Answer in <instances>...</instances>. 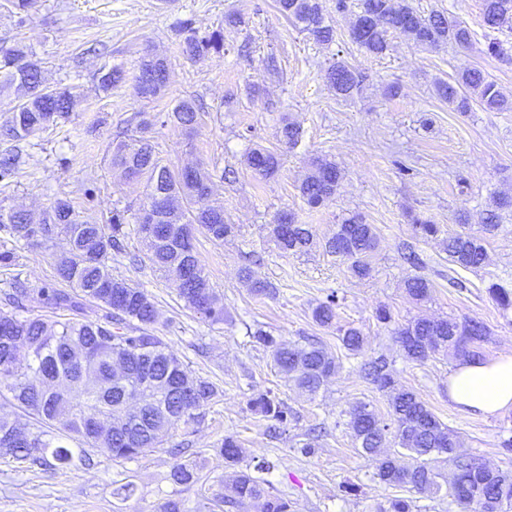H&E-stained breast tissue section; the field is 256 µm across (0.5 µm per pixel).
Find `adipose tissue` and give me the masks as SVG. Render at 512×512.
Here are the masks:
<instances>
[{
    "label": "adipose tissue",
    "instance_id": "obj_1",
    "mask_svg": "<svg viewBox=\"0 0 512 512\" xmlns=\"http://www.w3.org/2000/svg\"><path fill=\"white\" fill-rule=\"evenodd\" d=\"M448 398L461 411L483 416L512 413V355L493 361H458L448 376Z\"/></svg>",
    "mask_w": 512,
    "mask_h": 512
}]
</instances>
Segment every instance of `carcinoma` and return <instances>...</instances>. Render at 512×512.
Returning <instances> with one entry per match:
<instances>
[{
    "label": "carcinoma",
    "instance_id": "carcinoma-1",
    "mask_svg": "<svg viewBox=\"0 0 512 512\" xmlns=\"http://www.w3.org/2000/svg\"><path fill=\"white\" fill-rule=\"evenodd\" d=\"M279 10L303 24V30L320 45L335 41L334 29L325 23L319 0H277ZM350 32L353 40L374 55L388 48L387 25L406 34L414 44L437 48L444 43L467 49L471 46L469 29L448 20L441 13L422 14L410 0H360ZM483 25L493 32H512V0H482ZM183 54L197 61L211 52L224 50V32L213 31L200 37L194 22L183 23ZM127 78L126 71L115 66L100 77L108 90ZM326 79L336 94L344 98L360 89L359 73L343 61L331 64ZM135 82L143 98L163 94L168 82V64L163 58L145 54L138 61ZM11 90L16 96L0 136L23 140L70 117L74 96L67 87L51 88L42 79L39 62L23 46L0 47V92ZM438 95L459 111L469 107V95L478 99L489 112L512 110L507 100L488 80L473 68L452 82L437 84ZM203 109L192 99H183L166 121L187 129L199 124ZM154 120L144 117L135 133L119 139L112 146V166L121 169L127 181L147 177L141 210L154 205L162 196L166 206L157 212L162 228L158 241H146L148 259L156 268L179 281L180 297L185 305L211 322L224 320V301L213 288L196 256L193 236L200 231L222 242L236 233V227L224 219V207L209 203L212 174L200 167L173 171L154 158L150 133ZM280 141L290 148L301 139V129L283 121ZM249 167L261 178L273 177L279 169L278 155L264 148L254 149L247 157ZM19 159L8 155L0 159V182H9L16 173ZM341 179L336 163L315 158L311 170L300 185L302 198L317 206L331 197ZM512 209V196H500L495 209L486 213L483 234L457 233L448 237V259L464 269L481 267L487 257L488 236L500 228L499 211ZM125 217L118 210L106 224L91 221L76 212L70 202L56 199L39 220L28 211L13 209L0 212V230L17 241L48 244L58 237L66 240V255L56 265V278L67 288L45 286L38 289L49 315L23 316L24 301L30 288L13 283L5 301L12 311L0 310V377L7 379V389L15 401L40 424L35 433L21 431L15 422L0 417V457L37 464L39 451L51 450L52 458L68 465L70 449L60 444L65 437H77L90 448H108L113 456L133 459L163 442L169 428L178 423L190 427L197 423L200 410L217 395L215 385L193 375L170 350L162 337L153 332L158 314L148 293L126 280L112 276V253L123 248ZM272 237L279 250L296 254L313 244V233L306 224H275ZM374 228L354 216L338 225L336 233L324 245L327 252L351 262L353 274L370 275L366 256L375 249ZM406 290L417 301L429 297L427 280L416 277L407 281ZM488 292L502 309L512 307V292L497 284ZM96 303L103 318L83 316L84 302ZM315 321L330 326L336 319V298L320 303L313 310ZM342 346L350 352L363 351L366 338L356 327L339 329ZM406 356L423 363L439 351L453 347L461 358H483L482 344L489 331L476 319L411 321L396 330ZM256 342L271 350L274 363L288 378L314 394L336 372V360L315 343L286 344L263 332ZM369 381L389 396L391 423L383 422L367 403L349 413V426L359 443V452L385 484L407 487L417 493L439 490L436 464L449 461L455 466L451 486L454 501L467 512H505L512 507V474L483 469L481 463L457 452L454 432L441 422L421 397L396 387L390 363L383 355L363 365ZM252 410L286 426L288 406L279 400L261 396ZM111 418L107 429L96 428L95 420ZM406 450L409 462L401 465L384 448L387 434ZM224 463L232 469V494L223 504L235 512L255 506L260 512H289L288 501L273 494L251 474L235 466L243 456L238 440L228 436L221 445ZM177 484L197 482L196 468L176 465L170 474Z\"/></svg>",
    "mask_w": 512,
    "mask_h": 512
}]
</instances>
